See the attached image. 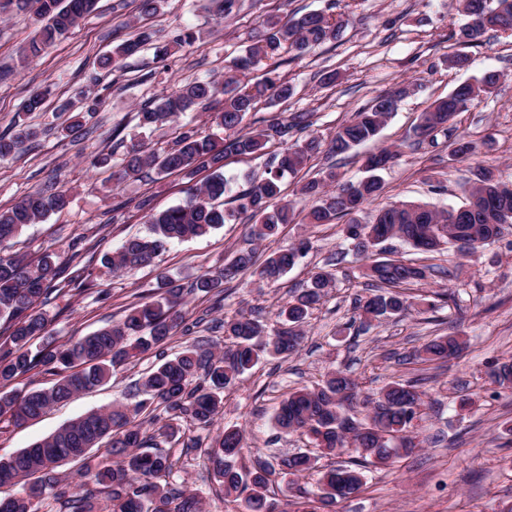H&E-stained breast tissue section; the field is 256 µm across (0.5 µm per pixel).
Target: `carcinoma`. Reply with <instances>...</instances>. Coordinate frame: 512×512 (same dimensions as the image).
<instances>
[{
  "label": "carcinoma",
  "mask_w": 512,
  "mask_h": 512,
  "mask_svg": "<svg viewBox=\"0 0 512 512\" xmlns=\"http://www.w3.org/2000/svg\"><path fill=\"white\" fill-rule=\"evenodd\" d=\"M94 2L32 0L40 27L22 49L21 61L39 57L46 46L65 36ZM160 2L138 0V32L103 57L102 66L133 56L153 41L154 33L144 21L158 11ZM459 10L468 17L459 31L464 43L488 30L512 33V0H459ZM262 27L246 54L233 60L231 70L235 75L224 83L196 80L179 85L137 112L139 127L153 132L183 112L214 103L211 119L224 129L223 141L191 127L182 131L169 149L150 153L139 141L127 143L116 137L111 152L91 159L96 168L117 161L119 170L113 172V177L118 180L149 170L158 175L179 172L187 176L199 169L211 171L201 186L189 189L182 203L151 214L147 234L126 240L112 253L108 259L112 271L147 266L172 241L206 235L243 215L253 221L250 237L255 241L274 236L280 225L294 220L293 204L277 202L282 181L301 171L321 142L315 137H301L310 126L308 112H295L243 131L244 119L258 100L286 101L294 93L292 85L274 69L271 75L254 82L249 73L256 59L278 57L286 45L304 53L336 40L342 25L323 12L303 15L291 24L269 13ZM500 78L499 73L488 72L432 102L413 130L414 143H432L440 132H455L456 116L492 93ZM408 92L405 86L377 96L371 106L338 127L328 152L343 155L375 138ZM35 136L36 131L28 125L19 126L12 134H0V159L18 153ZM273 141L285 145V149L271 159L267 177L236 195L233 207H224L223 197L228 191L223 173L226 156L260 154ZM474 153L470 141L455 136V157L470 161ZM396 156L397 151L390 149L367 156V176L357 182H339L330 167L322 179L309 181L299 189L300 195L315 199L305 215L308 223L331 224L346 219L344 232L351 240L353 255L368 260L366 276L375 293L358 300L362 323L367 327L374 321L398 317L416 305L403 287L424 280L429 271L425 266L385 256L383 244L400 240L424 253L453 247L459 257L465 258L477 248L495 243L512 224V188L480 166L467 190L466 202L458 207L436 210L424 204L400 202L381 210L373 223H361L358 214L382 191L377 172L386 169ZM69 204L67 191L46 185L0 208V320L6 323L8 332L0 338V423L20 427L36 420L74 395L106 384L117 368L149 351H158V362L140 378L143 399L135 405L114 402L92 410L9 458L0 459V485L22 486L21 495L0 498V512H39L49 498L62 503L69 512H203L202 501L195 493L170 482L173 462L169 455L149 446L152 437L146 435L147 428L158 437H172L176 421L209 425L223 407L224 391L251 370L262 355L286 358L299 350L311 311L332 287L333 278L326 272L316 273L281 306L278 327L271 334L259 317L242 315L221 322L224 336L235 340V348L216 354L197 343L172 358L165 356L162 348L177 329L190 331L181 308L185 296L222 293L225 284L246 272L274 282L297 264L306 245L273 252L261 263L254 249L239 250L222 268L197 275L185 287L171 284L164 293L128 308L120 321L51 349L47 343L51 338L49 321L41 306L64 281L83 289L90 287L85 269L70 272L68 267L56 265L49 253L37 263L27 264L7 249L10 240L26 226L42 222ZM466 345L459 335L436 336L421 345L414 357L425 364L446 362L457 357ZM39 366L58 368L64 374L48 387L25 392L12 388L16 380ZM489 376L499 387L512 389V358L493 361ZM423 395L416 381H389L370 400V412L358 419L349 414L359 399L358 385L344 371L334 370L311 388L289 392L275 415L279 431L306 435L315 451L300 448L275 457L273 464L244 469L238 465L244 448L243 433L236 427H226L204 454L223 488L224 500L239 503L243 512H288L278 501L268 499L270 476L277 472L294 477L317 475V492L302 491L303 500L296 502L294 512H319L359 493L365 485V468L385 465L414 447L408 433L420 416ZM151 407L162 409L167 420L156 415L141 418ZM105 442V454L94 455L93 450ZM346 452L354 453L347 463L330 469L318 467L319 459ZM74 457L83 462L80 477L99 487L106 505H100L91 491L80 497L70 493L71 485L61 477L59 467Z\"/></svg>",
  "instance_id": "cac0c4a2"
}]
</instances>
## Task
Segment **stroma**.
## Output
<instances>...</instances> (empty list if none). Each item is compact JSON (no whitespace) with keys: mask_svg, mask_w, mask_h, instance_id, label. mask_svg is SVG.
Returning <instances> with one entry per match:
<instances>
[{"mask_svg":"<svg viewBox=\"0 0 512 512\" xmlns=\"http://www.w3.org/2000/svg\"><path fill=\"white\" fill-rule=\"evenodd\" d=\"M328 1L242 0L238 15L222 19L210 0H162L149 25L160 41L171 43L170 54L159 58L146 48L109 71L100 68L99 59L132 36L129 22L137 12L136 0H98L67 37L26 63L19 53L39 28L34 10L24 0H13L0 10V134L11 132L21 119L37 130L20 154L0 160V207L51 181L68 190L71 199L65 210L25 228L11 241L10 250L31 261L50 251L61 264L69 263L74 250H82L94 282L89 290L66 288L64 296L44 305L55 344L118 321L142 295L158 292L163 279L186 284L221 267L237 250L253 246L250 222L243 219L172 243L149 266L112 274L104 267V258L129 237L145 233L149 211L182 202L194 181L174 173L119 183L111 169L89 167L88 160L110 151L116 132L158 153L172 146L180 125L186 123L218 134L204 112L182 114L177 125L153 133L138 127L136 113L173 86L197 79L223 81L232 60L251 45L267 12L286 22L325 10ZM332 1L344 22L339 37L303 54L283 52L279 66L261 60L257 73L277 69L294 94L284 102L260 101L245 118V128L308 112L313 121L309 135L326 145L338 126L377 96L403 82L415 89L399 102L377 140L333 159L322 152L313 155L297 176L286 178L284 199L305 207L299 187L320 178L329 165L354 181L363 176L368 154L397 147L401 154L381 171L383 191L365 205L359 215L362 223H372L380 209L399 201L438 210L461 205L473 170L470 163L453 156L448 137L438 136L435 143L413 149L408 143L422 112L435 99L490 70L502 75L495 92L461 113L456 122L459 134L473 143L480 164L512 183V36L490 31L477 42H461L458 33L466 19L456 0ZM187 28L202 30V38L189 46L174 45V37ZM457 53L468 55L467 69L449 68V56ZM330 73L336 80L328 84L324 78ZM47 85L54 95L46 107L25 114L28 97ZM87 90L95 92L100 103L87 119L84 135L60 137L59 105L77 100ZM281 149L273 142L262 157L227 156L224 175L233 193L265 178L269 156ZM142 198L150 199V210L135 208V201ZM118 205L123 217L116 222L112 209ZM303 238L309 241L308 252L277 282L246 273L226 284L222 303L198 295L187 304L191 320L206 315L220 321L256 312L273 329L280 306L314 273L328 270L334 278L311 315L296 354L285 359L263 356L225 391L224 407L212 426L181 422L177 436L164 445L177 461L172 483L198 493L207 504L206 512H225L222 488L209 462L193 448V440L207 444L224 428L238 427L245 436L241 462L247 466L303 447L299 434H279L274 423L278 405L289 390L314 386L336 368L355 379L364 397L376 396L391 380H419L427 393L412 428L416 450L390 465L368 469L361 492L340 503L337 512H512V392L491 383L487 375L491 361L512 355V229L494 244L478 248L459 274L454 271V250L428 257L393 241L396 258L414 259L430 268L413 293L445 291L449 297L435 309H412L366 328L360 325L356 300L368 296L370 283L361 262L349 254L340 224L312 226L297 220L283 225L276 238L253 247L262 259ZM448 334L467 341L458 357L438 365L414 361L415 349L426 340ZM155 361L154 353H146L119 368L108 384L74 396L26 426L0 430V458L48 437L88 411L116 400L135 403L134 384ZM465 396L472 403L464 408L460 400Z\"/></svg>","mask_w":512,"mask_h":512,"instance_id":"35a3bbf8","label":"stroma"}]
</instances>
